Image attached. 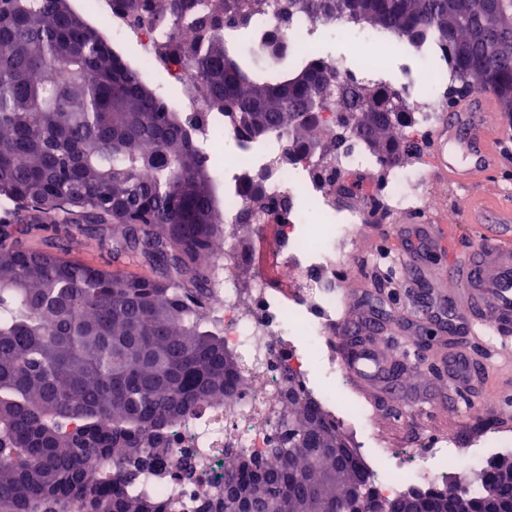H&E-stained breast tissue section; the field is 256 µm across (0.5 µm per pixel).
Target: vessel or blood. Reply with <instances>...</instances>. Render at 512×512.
Listing matches in <instances>:
<instances>
[{"mask_svg": "<svg viewBox=\"0 0 512 512\" xmlns=\"http://www.w3.org/2000/svg\"><path fill=\"white\" fill-rule=\"evenodd\" d=\"M506 133L494 94L460 98L432 135V161L439 178L474 188L506 168ZM459 213L478 242L459 249L443 224L427 225L432 241L447 239L448 270L433 295L413 310L425 323H449L460 340L448 351L444 366L456 399H466L472 381H485L488 363L477 362L471 341L485 333L500 339L493 361L512 364V200L472 193L461 199ZM384 342L369 343L346 358L351 374L368 384L381 378L391 361ZM492 361V362H493Z\"/></svg>", "mask_w": 512, "mask_h": 512, "instance_id": "obj_1", "label": "vessel or blood"}]
</instances>
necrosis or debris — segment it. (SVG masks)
Wrapping results in <instances>:
<instances>
[{
	"mask_svg": "<svg viewBox=\"0 0 512 512\" xmlns=\"http://www.w3.org/2000/svg\"><path fill=\"white\" fill-rule=\"evenodd\" d=\"M203 146L225 161L227 172L252 171L270 165L281 142L270 138L259 146L241 144L232 130L210 125ZM339 167L364 177L367 194H378L389 210L425 209L427 179L422 168L396 166L384 180L369 184L378 164L365 148L350 143L338 157ZM316 159L297 161L266 182L264 191L271 212L253 225L254 249L242 246L234 218L244 203L238 183L227 186L224 206L227 230L218 251L208 309L224 329V345L239 361L243 382L229 403H205L188 424L175 428L173 451L194 448L197 473L193 480L160 479L159 488L173 503V512H197L224 480V448L233 446L251 455L263 454L277 434L281 410L279 387L283 370H291L302 390L326 415L343 427H356L358 458L381 494L391 495L402 485H425L442 476L443 460L456 464L451 474L457 484H469L488 459L512 453V441L488 433L461 448L452 436L437 439L430 448L389 450L366 407L341 404L336 390L345 386L348 370L331 351L336 319L342 308L336 273L348 265L364 236L367 219L357 208H337L320 186ZM312 196L320 211L331 214L322 236L305 233L303 212L292 207L299 193ZM250 270L249 286L240 273Z\"/></svg>",
	"mask_w": 512,
	"mask_h": 512,
	"instance_id": "1",
	"label": "necrosis or debris"
}]
</instances>
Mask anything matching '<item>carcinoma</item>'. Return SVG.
Listing matches in <instances>:
<instances>
[{
    "mask_svg": "<svg viewBox=\"0 0 512 512\" xmlns=\"http://www.w3.org/2000/svg\"><path fill=\"white\" fill-rule=\"evenodd\" d=\"M134 28L157 29L153 55L192 81L210 120L248 143L282 135L286 163L316 144L329 166L344 142L372 147L382 168L420 150L405 137L408 106L383 80L329 75L314 48L297 54L298 17L345 20L440 60L447 94H496L512 114V0H115ZM274 13L280 27L257 20ZM286 49L267 52L271 44ZM341 102L344 116L322 119ZM373 112L371 126L361 116ZM204 126L149 90L140 66L68 0H0V506L6 512H172L139 490L166 467L192 478L196 453L171 455L167 432L202 404L227 402L240 379L224 331L206 316L211 256L224 237L222 182ZM261 168L235 223L264 199ZM326 192L345 205L348 181ZM49 224H110L112 257L130 275L30 248L20 212ZM280 432L263 455L224 449L233 466L201 512H512V455L470 486L377 493L341 429L282 380Z\"/></svg>",
    "mask_w": 512,
    "mask_h": 512,
    "instance_id": "cac0c4a2",
    "label": "carcinoma"
}]
</instances>
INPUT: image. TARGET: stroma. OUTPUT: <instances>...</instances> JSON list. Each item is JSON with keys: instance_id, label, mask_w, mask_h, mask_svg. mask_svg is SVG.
I'll list each match as a JSON object with an SVG mask.
<instances>
[{"instance_id": "stroma-1", "label": "stroma", "mask_w": 512, "mask_h": 512, "mask_svg": "<svg viewBox=\"0 0 512 512\" xmlns=\"http://www.w3.org/2000/svg\"><path fill=\"white\" fill-rule=\"evenodd\" d=\"M413 164L428 169L429 184L439 199L436 210L426 213V221L437 220L457 225L461 243H469L471 233L460 224L457 199L462 191L430 172L429 155L413 157ZM369 224L350 266L338 278L348 304L347 317L355 320L354 337L375 340L382 328L401 321L392 365L386 381L372 391L351 384L350 394L369 400L376 408L377 423L395 448H419L430 438L455 434L459 447H466L472 435L505 432L512 435V406L482 409L479 402L450 406L452 390L448 378L438 370L442 354L447 353L452 337L436 326H422L412 317L400 314L401 307L420 301L433 278L448 267L447 249L427 251L420 269L403 274L400 257L407 243L397 236L399 219L379 202L366 211ZM71 235V234H70ZM112 227L88 225L86 233L72 234L67 257L97 266L112 265Z\"/></svg>"}]
</instances>
